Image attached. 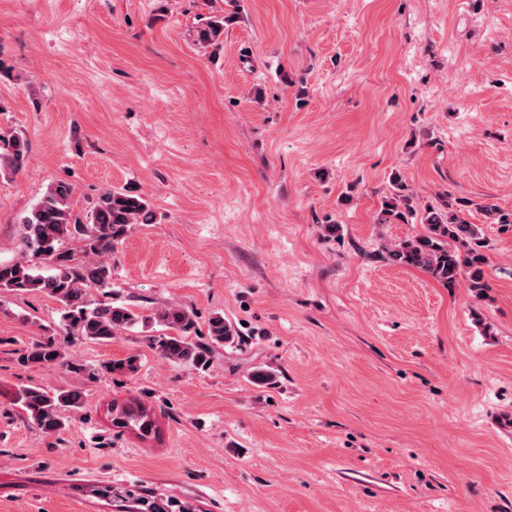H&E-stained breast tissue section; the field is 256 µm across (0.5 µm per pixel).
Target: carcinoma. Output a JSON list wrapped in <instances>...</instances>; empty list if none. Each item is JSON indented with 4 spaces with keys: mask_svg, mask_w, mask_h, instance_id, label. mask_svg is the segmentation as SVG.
<instances>
[{
    "mask_svg": "<svg viewBox=\"0 0 512 512\" xmlns=\"http://www.w3.org/2000/svg\"><path fill=\"white\" fill-rule=\"evenodd\" d=\"M234 11L213 15L197 28V41L219 49L226 27L238 18V0H230ZM29 144L20 134H0V175L15 174L28 162ZM72 189L59 183L47 189L40 201L19 224L20 251L17 258L0 261V290L16 294L42 293L60 304V318L68 333L83 340L105 343L123 330L140 327L148 332L163 325L168 333L152 337L160 357L196 370L209 367L212 345H231L239 336L237 328L216 313L209 318L210 343L193 340L195 320L183 307L169 306L145 314L141 309L102 303L93 293L112 287V269L102 260L124 239L135 224H154L156 213L147 200L117 188H107L80 220L72 216ZM473 202L442 193L434 202L420 203L418 195L403 176L390 177L387 195L381 202L378 223L394 221L423 226V232L386 249L385 259L395 265L419 268L442 286L452 289L460 279L478 298L489 291L485 279L488 244L483 229L467 219ZM503 232L512 231V212L493 204L482 206ZM70 342L47 338L19 354L24 364L69 363ZM16 403L26 420L44 433L55 434L66 427L65 412L82 407V396L74 390L50 391L26 386L16 391ZM108 411L112 427L134 431L143 440L159 436L152 408L135 398L112 401ZM132 498L127 512H190L129 490L121 499Z\"/></svg>",
    "mask_w": 512,
    "mask_h": 512,
    "instance_id": "cac0c4a2",
    "label": "carcinoma"
}]
</instances>
